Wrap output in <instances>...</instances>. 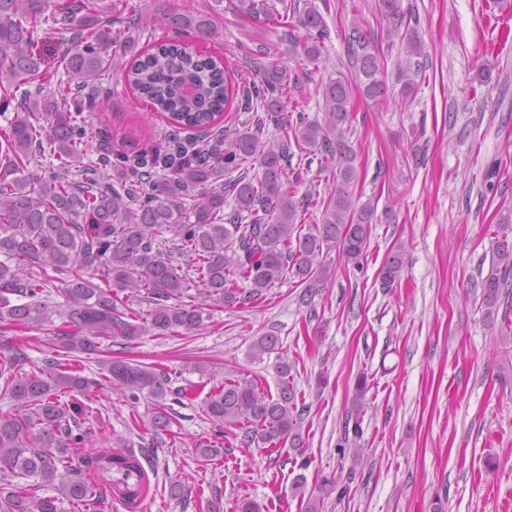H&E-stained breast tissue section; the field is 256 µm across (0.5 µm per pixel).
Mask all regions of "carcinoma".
<instances>
[{
	"mask_svg": "<svg viewBox=\"0 0 512 512\" xmlns=\"http://www.w3.org/2000/svg\"><path fill=\"white\" fill-rule=\"evenodd\" d=\"M122 3L0 0V108L6 112L20 98L9 130L0 137V322L40 329L57 313L70 324L67 331H53L55 356L37 371H21L25 353L17 346L0 356V390L22 408L0 418V482L37 480L9 491L0 486V512H59L61 496L85 512H100L102 484L124 503L135 504L149 481L119 483L113 473L143 477L144 466L139 457L120 452L128 443L108 437L103 418L96 426L86 424L90 410L82 398L96 382L82 375L80 356L107 354L102 366L112 390L134 399L140 393L151 396L153 427L165 428L171 376L112 356L113 346L150 330L166 336L203 328L204 308L184 301L193 286L197 294L233 308L261 298L291 276L304 286L300 299L308 305L332 276L319 257L334 251L345 262H360L379 220L375 204L358 206L350 192L359 172L347 138L353 112L344 76L325 84L324 121H311L305 112L288 109L289 70L267 43L232 65L195 46L197 40L214 38L216 30L207 13L188 11L168 22L192 41L154 43L142 50L138 44L147 30L142 11L130 12L126 28L112 31L110 13ZM229 9L259 25L291 17L280 40L302 48L309 59L320 57L328 38L324 18L313 6L229 0ZM378 10L388 22L386 39L404 46L397 81L408 95L416 79H426L421 41L409 30L400 0H378ZM49 22L70 45L58 78L41 72L36 53L38 32ZM345 40L363 95L386 105L387 66L374 37L354 22ZM117 43L120 53L113 50ZM119 68L128 87L154 112L198 135L176 137L163 152L149 148L111 160L107 138L89 134L81 108L82 98L99 95L110 72ZM44 78L56 79L50 97L42 95ZM234 106L251 113L250 127L232 135L213 130L216 118ZM271 123L283 130L281 136L266 137ZM309 149L320 155L331 182L326 197L308 190L299 198L289 184V159ZM93 150L98 163L83 164ZM37 158L40 171L33 172L28 165ZM317 205L320 223L306 224L310 207ZM169 243L191 253L196 277L173 265ZM403 255L401 245L388 252L379 270L383 284L399 279ZM79 265L103 267L102 284L80 273ZM56 286L62 305L48 301L47 288ZM481 288L489 315L501 296L512 295V241L506 234L495 243ZM122 294L148 304L145 316L119 309ZM278 344L277 336L264 334L253 342L252 354H270ZM290 371L286 362L277 366L283 381L275 395L252 379L227 378L205 399L203 412L218 431L239 430L242 445L257 441L302 453L303 411L297 410ZM96 446L90 455L78 453ZM293 485L306 498L304 512H320L323 497L305 496L304 476L297 475ZM41 487L59 495L39 496Z\"/></svg>",
	"mask_w": 512,
	"mask_h": 512,
	"instance_id": "cac0c4a2",
	"label": "carcinoma"
}]
</instances>
